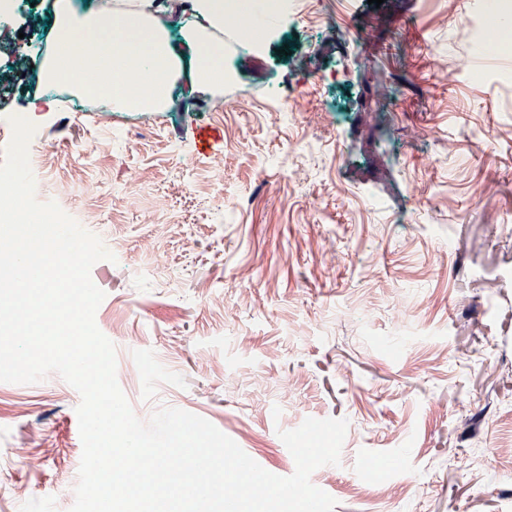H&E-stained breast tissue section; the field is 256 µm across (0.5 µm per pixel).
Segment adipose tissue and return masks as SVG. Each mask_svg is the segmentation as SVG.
Masks as SVG:
<instances>
[{"mask_svg":"<svg viewBox=\"0 0 512 512\" xmlns=\"http://www.w3.org/2000/svg\"><path fill=\"white\" fill-rule=\"evenodd\" d=\"M191 9L193 23L174 42L161 21L169 12L165 0H108L90 12L79 11L73 0H53L58 43L84 28L96 29L98 38L69 65L45 61L40 77L46 83L80 85L92 69L110 67L111 81L102 85L100 98L112 112L163 111V86L187 69L199 94L215 96L212 73L223 64L228 21L217 0H192Z\"/></svg>","mask_w":512,"mask_h":512,"instance_id":"ef3b65f1","label":"adipose tissue"}]
</instances>
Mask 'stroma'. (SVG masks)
<instances>
[{
  "label": "stroma",
  "instance_id": "stroma-1",
  "mask_svg": "<svg viewBox=\"0 0 512 512\" xmlns=\"http://www.w3.org/2000/svg\"><path fill=\"white\" fill-rule=\"evenodd\" d=\"M478 4L298 0L232 56L242 104L221 115L185 77L164 112L45 111L28 35L50 30L46 0L0 28V158L23 112L51 151L39 202L78 177L127 192L88 227L122 243L90 276L138 418L201 416L282 477L278 430L344 419L339 465L311 475L334 512H512V83L492 77L512 51L474 55L457 17ZM272 91L302 98L298 129L254 109ZM79 402L54 373L0 382V512H69Z\"/></svg>",
  "mask_w": 512,
  "mask_h": 512
}]
</instances>
